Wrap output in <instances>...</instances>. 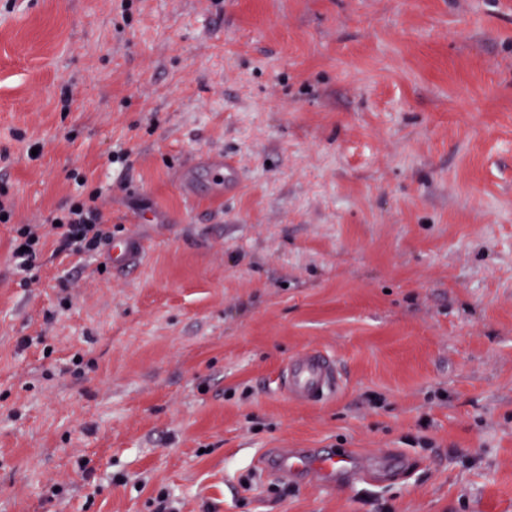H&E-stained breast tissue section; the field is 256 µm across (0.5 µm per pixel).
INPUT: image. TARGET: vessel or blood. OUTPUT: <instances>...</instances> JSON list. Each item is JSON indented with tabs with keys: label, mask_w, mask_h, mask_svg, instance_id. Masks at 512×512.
<instances>
[{
	"label": "vessel or blood",
	"mask_w": 512,
	"mask_h": 512,
	"mask_svg": "<svg viewBox=\"0 0 512 512\" xmlns=\"http://www.w3.org/2000/svg\"><path fill=\"white\" fill-rule=\"evenodd\" d=\"M340 378L334 359L318 350H305L290 359L283 370L284 393L300 402H311L333 394ZM276 475L287 478L310 472L328 479L336 474H354L356 462L335 452L304 449L283 450L267 463Z\"/></svg>",
	"instance_id": "b4317fda"
}]
</instances>
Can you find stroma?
I'll use <instances>...</instances> for the list:
<instances>
[{"label": "stroma", "instance_id": "1", "mask_svg": "<svg viewBox=\"0 0 512 512\" xmlns=\"http://www.w3.org/2000/svg\"><path fill=\"white\" fill-rule=\"evenodd\" d=\"M0 192V512H512V0H0ZM98 193H90L87 200L74 202L66 215L56 217L55 228L62 230L55 252L68 251L96 255L101 245L112 239V231L106 230L102 212L97 205ZM16 244L13 250V258L16 266L23 272L30 271L36 264L41 250L38 248L41 236L37 230L30 224L21 225L17 230ZM24 247V252H20V248ZM340 378L334 359L319 350H304L287 362L282 390L300 402H311L333 394ZM267 467L282 478L309 471L316 476L334 479L337 473L354 474L358 471L356 462L350 456L309 448H287L268 461Z\"/></svg>", "mask_w": 512, "mask_h": 512}]
</instances>
